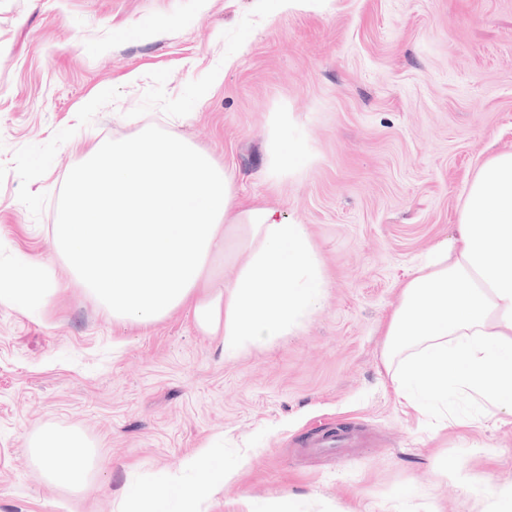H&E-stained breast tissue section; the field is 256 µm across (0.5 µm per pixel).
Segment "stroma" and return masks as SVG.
<instances>
[{
    "mask_svg": "<svg viewBox=\"0 0 512 512\" xmlns=\"http://www.w3.org/2000/svg\"><path fill=\"white\" fill-rule=\"evenodd\" d=\"M275 112L307 153L276 186ZM147 131L304 225L327 288L298 329L228 357L188 308L123 324L72 280L53 235L68 173ZM499 152L512 0H0V268L28 257L61 284L40 314L0 305V512H127L212 438L230 476L200 512H502L512 415L460 393L416 409L384 365L402 285ZM327 426L356 435L353 456L307 448ZM47 428L94 442L93 491L33 467Z\"/></svg>",
    "mask_w": 512,
    "mask_h": 512,
    "instance_id": "obj_1",
    "label": "stroma"
}]
</instances>
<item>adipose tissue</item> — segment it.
Wrapping results in <instances>:
<instances>
[{"instance_id": "obj_1", "label": "adipose tissue", "mask_w": 512, "mask_h": 512, "mask_svg": "<svg viewBox=\"0 0 512 512\" xmlns=\"http://www.w3.org/2000/svg\"><path fill=\"white\" fill-rule=\"evenodd\" d=\"M290 125L288 113H274L275 182L305 158ZM54 234L72 276L113 320L149 325L188 306L228 357L300 327L327 286L304 225L244 204L234 171L176 136L146 132L96 145L66 179ZM89 253L96 263H84ZM233 261L237 275L224 282ZM57 291L42 263L24 258L0 268L1 305L37 312ZM385 336L386 368L408 402H444L454 390L512 414V152L477 170L454 235L404 284ZM63 448L69 462L61 466ZM28 455L45 480L76 493L93 489L96 452L80 431L45 429ZM185 467L189 480L163 475L133 491L132 512H198L223 483L224 462L206 446Z\"/></svg>"}]
</instances>
